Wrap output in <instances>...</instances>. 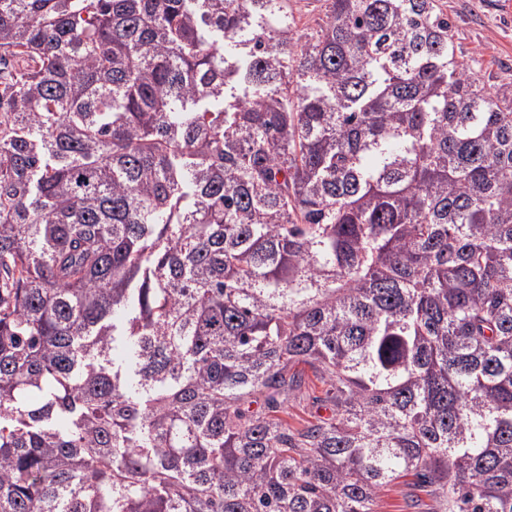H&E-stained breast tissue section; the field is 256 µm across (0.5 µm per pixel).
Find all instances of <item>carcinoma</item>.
I'll use <instances>...</instances> for the list:
<instances>
[{"mask_svg":"<svg viewBox=\"0 0 512 512\" xmlns=\"http://www.w3.org/2000/svg\"><path fill=\"white\" fill-rule=\"evenodd\" d=\"M326 2L0 0V512H512V84ZM294 12L301 15L302 22H306L310 26H315L316 22H321L324 17V7L319 0H294ZM325 387L319 383L315 382L312 385V392L310 391L311 398L299 401L291 399L288 401V415L281 413L280 415L283 418L288 419V423L297 424L300 419H310L311 416L321 414L322 416H327L329 411L325 410L324 407H320L316 403L313 404L312 397L313 396H323V391ZM411 478L400 480L385 487L381 491L379 512H400L405 494L413 492Z\"/></svg>","mask_w":512,"mask_h":512,"instance_id":"carcinoma-1","label":"carcinoma"}]
</instances>
